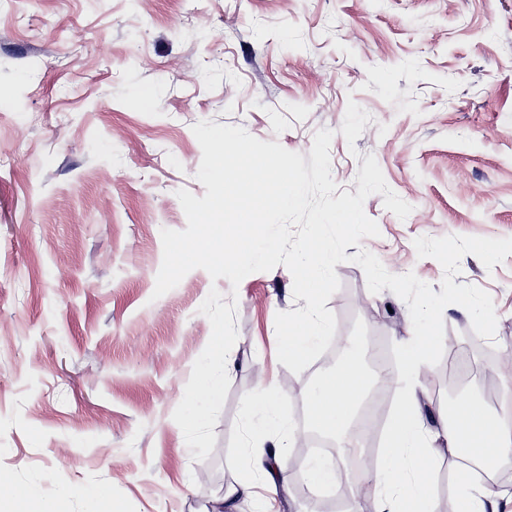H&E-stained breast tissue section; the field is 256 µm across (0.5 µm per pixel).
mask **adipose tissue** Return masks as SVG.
<instances>
[{"instance_id": "adipose-tissue-1", "label": "adipose tissue", "mask_w": 512, "mask_h": 512, "mask_svg": "<svg viewBox=\"0 0 512 512\" xmlns=\"http://www.w3.org/2000/svg\"><path fill=\"white\" fill-rule=\"evenodd\" d=\"M367 390L356 359L323 374L310 394L314 424L327 433L342 432ZM444 439L449 449L468 447L472 458L494 461L512 451V420L491 419L484 401L460 399L454 412L427 408L425 397L408 390L392 415L380 452L358 487L376 512H434V500L422 474L431 472Z\"/></svg>"}]
</instances>
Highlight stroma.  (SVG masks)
I'll return each mask as SVG.
<instances>
[{
    "label": "stroma",
    "mask_w": 512,
    "mask_h": 512,
    "mask_svg": "<svg viewBox=\"0 0 512 512\" xmlns=\"http://www.w3.org/2000/svg\"><path fill=\"white\" fill-rule=\"evenodd\" d=\"M202 120L305 157L331 129L332 176L353 194L376 158L412 211L366 199L380 234L346 248L327 307L345 335L391 350L413 336L408 307L370 293L352 255L438 293L444 270L415 238L512 237V0H0V479L60 512H209L249 469L248 398L264 385L291 448L282 512H372L369 499L323 503L294 455L337 349L298 374L279 363L275 317L306 306L286 267L235 288L197 268L152 296L161 231L187 226L177 191L206 192ZM454 282L491 295L495 336L444 310L455 349L416 387L440 407L468 396L511 415L499 360L512 353V255L490 270L465 255ZM214 287L237 305L238 339L214 448L196 461L172 414L211 336L199 308ZM459 358L475 372L462 387L448 375ZM466 474L440 453L435 512H461Z\"/></svg>",
    "instance_id": "1"
}]
</instances>
